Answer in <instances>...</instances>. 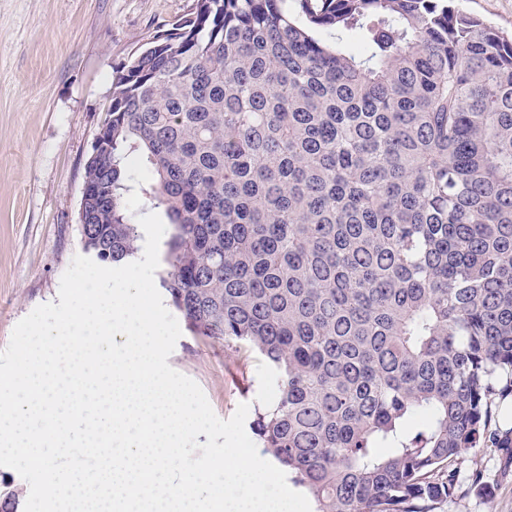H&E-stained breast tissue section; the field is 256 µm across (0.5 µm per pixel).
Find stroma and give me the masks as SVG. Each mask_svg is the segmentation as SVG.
<instances>
[{
	"mask_svg": "<svg viewBox=\"0 0 512 512\" xmlns=\"http://www.w3.org/2000/svg\"><path fill=\"white\" fill-rule=\"evenodd\" d=\"M194 0H0V350L22 318L57 301L84 254V165L112 93V73ZM215 414L271 402L260 355L183 330L168 359ZM457 490L436 512H512V448L468 450Z\"/></svg>",
	"mask_w": 512,
	"mask_h": 512,
	"instance_id": "stroma-1",
	"label": "stroma"
}]
</instances>
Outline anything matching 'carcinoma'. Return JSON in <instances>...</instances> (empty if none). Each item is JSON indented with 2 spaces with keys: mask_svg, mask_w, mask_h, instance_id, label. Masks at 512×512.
<instances>
[{
  "mask_svg": "<svg viewBox=\"0 0 512 512\" xmlns=\"http://www.w3.org/2000/svg\"><path fill=\"white\" fill-rule=\"evenodd\" d=\"M84 248L258 353L262 447L315 512H433L512 393V35L453 0H194L116 68ZM505 385H500V382Z\"/></svg>",
  "mask_w": 512,
  "mask_h": 512,
  "instance_id": "obj_1",
  "label": "carcinoma"
}]
</instances>
